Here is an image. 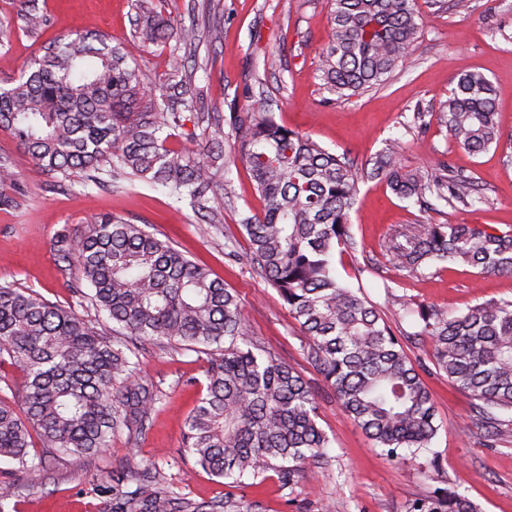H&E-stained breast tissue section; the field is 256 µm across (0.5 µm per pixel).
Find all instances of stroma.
Listing matches in <instances>:
<instances>
[{
	"label": "stroma",
	"instance_id": "stroma-1",
	"mask_svg": "<svg viewBox=\"0 0 512 512\" xmlns=\"http://www.w3.org/2000/svg\"><path fill=\"white\" fill-rule=\"evenodd\" d=\"M20 2L0 0V85L17 79L49 44L92 30L125 46L148 85L168 93L174 46H146L136 38L132 0H39L53 22L36 34L25 30ZM162 11L172 24L209 23L221 31L220 41L203 40L195 53V83L204 89L206 111L225 113L230 102L245 104L241 92L248 83L272 100L279 122L357 165L397 139L405 145L406 167L430 171L449 163L474 177L487 201L458 210L421 209L400 199L382 179L359 183L350 213L358 250L334 259L337 279L378 308L415 363L437 409L436 437L429 448L392 460L344 416L308 359L305 339L279 294L245 260L249 240L242 220L260 212L262 203L246 166L233 160V137L224 140L231 165L217 174L221 188L211 201L224 222L205 236L199 232L200 215L169 190L135 182L116 191L81 177L53 182L0 131V156H10L19 175L7 190L11 204L0 206V282L33 289L107 324L105 314L70 291L71 274L57 256L55 238L62 228H83L100 215L144 225L222 279L238 296L249 336L315 392L319 424L329 438L327 460L290 488L272 470L250 480L241 493L261 512H407L413 500L445 489L465 495L481 512H512V424L498 426L491 441L471 430L475 402L438 370L415 314L423 305L454 317L491 299L510 300L512 278L445 262L410 274L383 255L385 237L398 224L512 230V0H472L470 11L461 13L452 0L437 6L423 0L421 36L406 65L385 85L342 101L325 88L319 71L330 24L328 0H165ZM269 53L280 65L265 66ZM469 71L490 79L503 135L499 145L478 155L457 147L441 119L458 77ZM418 111L425 115L421 126L414 122ZM206 368L204 353L144 343L140 375L159 392L145 435L133 443L120 433L99 454L61 459L40 487H28L25 475L17 474L22 492L6 512H110L105 497L93 489L94 479L145 463L156 464L170 485L194 499L223 495V480L195 467L182 452L185 421L205 386Z\"/></svg>",
	"mask_w": 512,
	"mask_h": 512
}]
</instances>
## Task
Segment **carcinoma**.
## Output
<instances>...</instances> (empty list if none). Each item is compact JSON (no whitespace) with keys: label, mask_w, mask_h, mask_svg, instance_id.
I'll list each match as a JSON object with an SVG mask.
<instances>
[{"label":"carcinoma","mask_w":512,"mask_h":512,"mask_svg":"<svg viewBox=\"0 0 512 512\" xmlns=\"http://www.w3.org/2000/svg\"><path fill=\"white\" fill-rule=\"evenodd\" d=\"M161 0H134L135 36L143 44L199 39L194 25L172 27ZM25 24L42 29L38 0H26ZM421 34L418 0H330V31L319 61L325 87L347 99L382 85L402 68ZM170 78L183 110L156 96L125 48L91 33L46 48L21 78L0 87V130L11 133L50 177L112 173L171 190L202 213L206 231L224 217L209 207L224 167V125L263 202L247 216L246 261L277 290L306 339L307 357L333 389L343 412L391 455L429 446L437 411L414 362L376 307L337 280L336 251L357 248L350 226L360 181L383 178L404 200L431 208L485 204L473 178L448 164L436 173L406 171L391 142L358 167L309 135L279 123L271 104L231 103L229 118L200 112L204 90L189 59L172 55ZM190 115H185V112ZM205 142L183 133L188 119ZM442 119L451 140L479 154L502 134L491 81L478 71L459 77ZM85 284L92 306L122 329L112 336L80 314L30 288L0 283V365L23 372L17 401L0 398V462L18 465L32 484L50 479L30 448L87 456L123 431L138 439L158 401L138 377L142 340L190 346L210 355L205 392L186 418L185 451L229 491L198 501L146 465L139 483L114 475L95 490L112 512H255L234 489L268 469L291 487L326 456L329 439L301 375L248 336L238 297L168 240L140 224L103 215L82 231L62 229L54 242ZM389 263L414 274L450 262L478 274L512 276V233L469 224H405L384 246ZM420 334L437 368L480 402L473 425L492 427L512 412V300H490L448 317L422 309ZM408 512H479L467 497L440 491Z\"/></svg>","instance_id":"obj_1"}]
</instances>
